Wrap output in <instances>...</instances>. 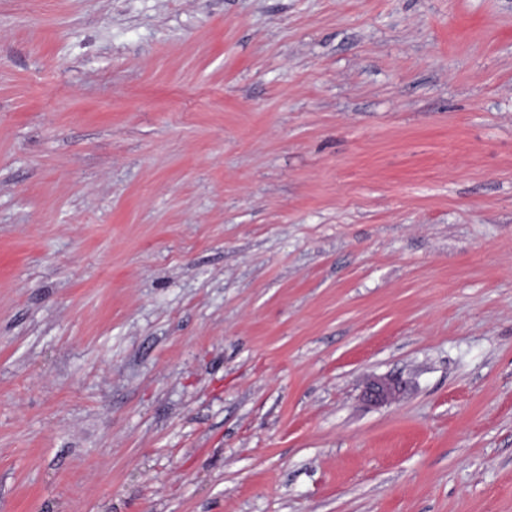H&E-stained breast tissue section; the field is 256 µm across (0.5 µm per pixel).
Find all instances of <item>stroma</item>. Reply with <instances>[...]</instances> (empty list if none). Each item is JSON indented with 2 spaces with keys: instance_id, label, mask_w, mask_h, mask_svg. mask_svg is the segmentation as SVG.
<instances>
[{
  "instance_id": "obj_1",
  "label": "stroma",
  "mask_w": 512,
  "mask_h": 512,
  "mask_svg": "<svg viewBox=\"0 0 512 512\" xmlns=\"http://www.w3.org/2000/svg\"><path fill=\"white\" fill-rule=\"evenodd\" d=\"M0 512H512V0H0ZM402 384L397 379L381 378L372 381L364 391L365 399L374 404L386 403L395 398Z\"/></svg>"
}]
</instances>
